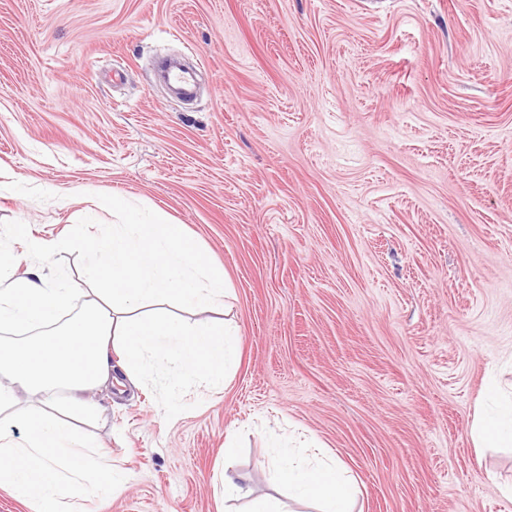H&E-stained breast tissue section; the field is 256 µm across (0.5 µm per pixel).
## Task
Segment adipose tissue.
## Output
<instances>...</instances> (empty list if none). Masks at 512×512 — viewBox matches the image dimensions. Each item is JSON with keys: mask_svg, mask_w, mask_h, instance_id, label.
I'll use <instances>...</instances> for the list:
<instances>
[{"mask_svg": "<svg viewBox=\"0 0 512 512\" xmlns=\"http://www.w3.org/2000/svg\"><path fill=\"white\" fill-rule=\"evenodd\" d=\"M88 251L102 283L93 295L50 283L38 269L0 277V328L36 331L0 347V487L37 512H79L83 501L111 495L124 481L111 453L73 423L97 421L99 407L85 394L112 381L110 351L123 353V372L172 362L180 377L200 375L215 388L236 362L231 331L190 325L171 312L220 310L229 293L223 269L207 264L177 225L157 218L116 224ZM22 391L37 397L36 407H19ZM18 420L28 428L20 441L7 431ZM472 434L476 447H511L512 397L477 416ZM275 459L294 499L317 502L319 512H354L350 478L335 458L312 466L282 446Z\"/></svg>", "mask_w": 512, "mask_h": 512, "instance_id": "1", "label": "adipose tissue"}]
</instances>
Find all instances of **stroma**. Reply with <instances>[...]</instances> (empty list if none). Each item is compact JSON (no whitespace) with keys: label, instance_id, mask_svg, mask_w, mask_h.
Masks as SVG:
<instances>
[{"label":"stroma","instance_id":"35a3bbf8","mask_svg":"<svg viewBox=\"0 0 512 512\" xmlns=\"http://www.w3.org/2000/svg\"><path fill=\"white\" fill-rule=\"evenodd\" d=\"M201 63L172 98L154 63ZM122 196L223 268L240 359L102 387L86 435L128 482L86 512H243L287 500L270 442L312 438L357 512H512V447H475L512 386V0H0V247L95 287L85 243ZM234 448L231 441L225 447L224 496L227 495L236 500H248L251 505L249 512H287L279 501L253 497V490L247 477L231 466H226V459L228 460L233 454Z\"/></svg>","mask_w":512,"mask_h":512}]
</instances>
